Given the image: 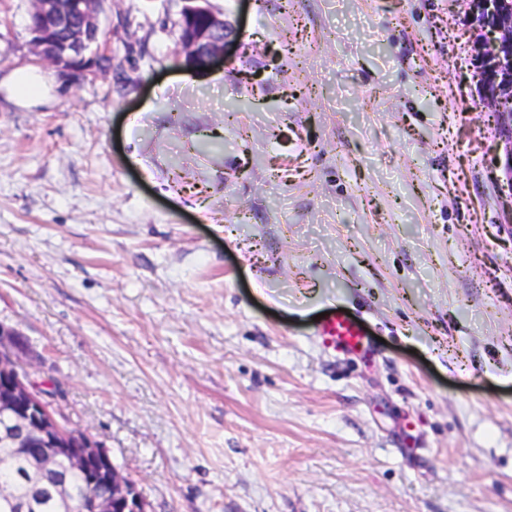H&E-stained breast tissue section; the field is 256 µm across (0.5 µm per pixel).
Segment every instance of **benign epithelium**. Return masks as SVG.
<instances>
[{"mask_svg":"<svg viewBox=\"0 0 512 512\" xmlns=\"http://www.w3.org/2000/svg\"><path fill=\"white\" fill-rule=\"evenodd\" d=\"M473 32V53L478 77L479 105L494 112L503 144V179L512 188V5L507 0H466ZM98 0H32L30 27L34 54L60 75L79 80L99 70L104 56L96 22ZM201 17L204 25L187 30ZM233 27L209 7V0H184L180 17V44L186 67L201 71L224 59ZM28 348L17 330L0 324V469L12 467V454L23 448H42L31 462L32 479H47L62 504V512H146V504L131 481L113 464L95 439L58 418L30 379ZM85 476L87 493L72 499L68 476ZM105 479L112 493L99 496L96 487ZM0 500L13 512H33L34 500L19 499L11 486L0 483Z\"/></svg>","mask_w":512,"mask_h":512,"instance_id":"benign-epithelium-1","label":"benign epithelium"}]
</instances>
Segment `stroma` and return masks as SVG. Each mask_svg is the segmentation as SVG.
Here are the masks:
<instances>
[{"mask_svg": "<svg viewBox=\"0 0 512 512\" xmlns=\"http://www.w3.org/2000/svg\"><path fill=\"white\" fill-rule=\"evenodd\" d=\"M100 0L112 70L0 93V323L147 512H512V189L465 0ZM0 0V73L36 63ZM360 317L367 353L315 318ZM185 4L180 17V44L184 53L186 67L203 71L210 69L224 59L226 43L234 35L233 27L224 22L209 7V0H184ZM198 27L195 31L186 32L187 23L192 24L197 18Z\"/></svg>", "mask_w": 512, "mask_h": 512, "instance_id": "stroma-1", "label": "stroma"}]
</instances>
